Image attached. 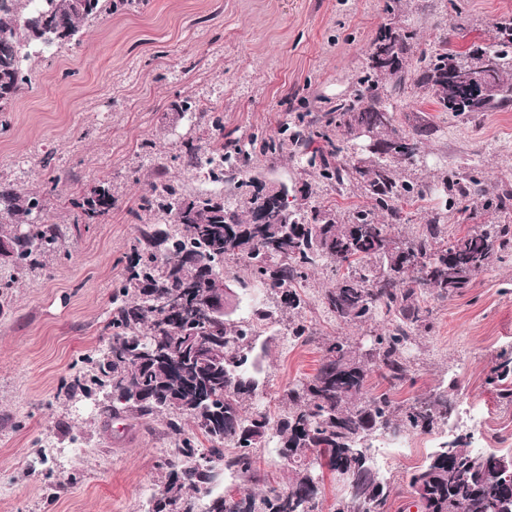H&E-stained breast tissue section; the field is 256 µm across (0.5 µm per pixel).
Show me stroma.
<instances>
[{
	"label": "stroma",
	"instance_id": "obj_1",
	"mask_svg": "<svg viewBox=\"0 0 512 512\" xmlns=\"http://www.w3.org/2000/svg\"><path fill=\"white\" fill-rule=\"evenodd\" d=\"M512 0H148L144 7L100 15L83 43L36 59L32 84L0 130V182L28 191L55 180L57 250L43 268L0 267V512H147L165 482L174 436L162 417L101 412L98 389L71 391L88 354L109 341L112 291L125 255L145 225L139 203L158 177L208 189L181 153L212 118L225 142L277 135L308 114L324 125L331 105L351 99L380 30L411 31L406 68L439 45L469 54L496 45ZM396 129L422 134V156L398 167L422 196L404 203L399 227L412 233L446 212L451 233L485 222L512 225V208L486 215L445 210L443 180L453 171L480 179L489 193L512 190V101L457 116L430 89L380 79ZM200 109L179 114L185 100ZM249 169L286 183L292 204L332 212L336 220L365 206L359 184L338 189L303 173L289 154L257 156ZM106 179L115 204L100 224H78L61 205L74 190ZM333 284L320 269L304 283L302 316L313 334L291 342L283 325L263 333L265 403L278 412L289 383L313 375L323 339H362L365 327H342L324 311ZM431 332L410 350L408 379L393 392L402 403L457 381V403L481 409L482 422L461 430L487 451L512 452V404L487 378L496 353L512 346V258L476 276L464 293L428 299ZM440 434L381 436L377 466L391 480L386 512H404L407 478L435 450Z\"/></svg>",
	"mask_w": 512,
	"mask_h": 512
}]
</instances>
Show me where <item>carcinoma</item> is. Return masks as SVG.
I'll return each instance as SVG.
<instances>
[{"instance_id":"obj_1","label":"carcinoma","mask_w":512,"mask_h":512,"mask_svg":"<svg viewBox=\"0 0 512 512\" xmlns=\"http://www.w3.org/2000/svg\"><path fill=\"white\" fill-rule=\"evenodd\" d=\"M136 0H0V116L11 111L15 98L28 85L31 61L49 48L78 45L84 28L103 13L134 7ZM503 39L479 53L471 64L440 46L417 70V82L431 89L438 102L454 114L481 112L498 97L512 95V83L503 74L512 71V20L498 26ZM410 33L386 27L373 48L386 42L388 62L377 67L368 56L358 78L359 90L336 104L331 121L352 140L358 130L375 133V159L341 156L344 148L329 129L300 115L281 127V137L254 135L250 149L224 147V126L214 119L202 136L208 148L184 144L186 167L211 166L210 180L224 182L225 173H240L256 151L275 154L289 143L308 148L323 146L301 158L325 183L362 184L371 208L338 224L317 210L278 207L258 179L241 180L232 199L221 192H193L158 179L141 197L140 209L152 216L156 228L140 230L126 256L123 280L112 292L111 337L105 348L85 358L92 365L90 380L112 394L123 409L142 415L164 413L168 429L178 436L176 452L168 462V479L151 497L147 512H169L178 504L183 512H322L323 470L341 473L343 494L334 512H385L390 483L371 465L372 436L389 432L431 433L448 422L455 409L454 385L439 387L405 405H395L390 394L371 395L367 379L373 369L396 384L405 379L410 360L407 349L420 330L431 327V311L421 305L427 294L445 298L462 292L493 260L512 255L511 224H479L460 237H448L441 216L410 239L395 234V225L381 224L375 214L398 215L399 203L415 194L417 184L402 181L395 166L412 161L421 141L399 134L393 119L383 121L388 105L377 92L378 78L405 81L402 58ZM494 65V87L483 98L460 107L448 102L461 90L448 86L450 70ZM56 185L34 194L0 183V245L9 244L17 269L44 266L55 248L58 225L48 222L46 207ZM445 207L464 199H481L483 207L505 210L512 193L486 195L472 175L453 173L441 189ZM68 203L77 224H99L112 210L110 183L103 179L72 196ZM257 211L266 223H254ZM243 262L247 289L257 283L277 298L272 310L253 300L246 317L212 318L213 284L224 281V263ZM320 266L346 273L327 289L324 310L344 325H365L379 317L384 332H373L366 342L343 336L328 339L316 373L300 378L280 393L285 408L273 415L261 403L264 383L257 370L256 337L279 323L276 313L300 314L306 300L300 288ZM158 347L164 354L142 359L138 349ZM489 383L499 385V396L512 401V350L498 355ZM254 407L244 409L245 400ZM195 431H184L182 421ZM209 447H203L199 437ZM474 434L443 442L423 466L411 473V505L418 512H502L512 506V479L503 463L512 453L470 451ZM237 449L224 456V447ZM258 448H275L291 467L288 484L270 486L256 494H213L219 471L230 470L251 482L260 481L253 467ZM207 460L203 470L199 461ZM204 509H199V501Z\"/></svg>"}]
</instances>
